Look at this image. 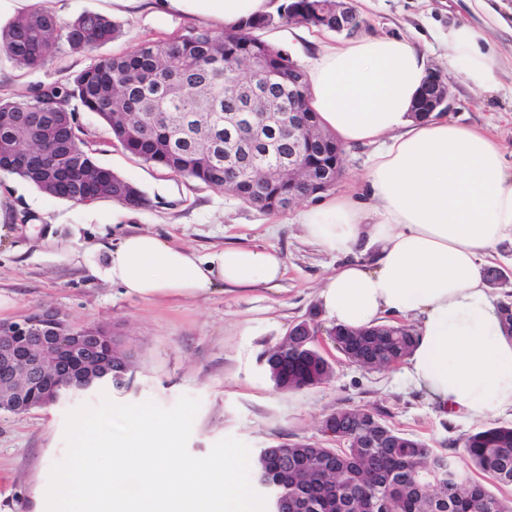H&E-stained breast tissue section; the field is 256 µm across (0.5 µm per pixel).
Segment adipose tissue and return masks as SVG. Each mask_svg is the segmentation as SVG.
Returning a JSON list of instances; mask_svg holds the SVG:
<instances>
[{
	"label": "adipose tissue",
	"instance_id": "ef3b65f1",
	"mask_svg": "<svg viewBox=\"0 0 512 512\" xmlns=\"http://www.w3.org/2000/svg\"><path fill=\"white\" fill-rule=\"evenodd\" d=\"M225 27L268 13L269 0H158ZM485 27L448 32V63L485 90L498 83L489 0H468ZM309 105L345 147L378 144L367 201L329 195L299 210L306 239L343 262L323 283L332 325L363 328L397 316L414 326L409 380L440 411L467 420L512 416V336L485 278L512 242V164L488 133L446 118L418 121L411 105L427 75L425 51L406 38L365 36L323 46L307 70ZM96 274L140 297L198 296L213 286H278V253L226 247L207 256L151 233L124 237Z\"/></svg>",
	"mask_w": 512,
	"mask_h": 512
}]
</instances>
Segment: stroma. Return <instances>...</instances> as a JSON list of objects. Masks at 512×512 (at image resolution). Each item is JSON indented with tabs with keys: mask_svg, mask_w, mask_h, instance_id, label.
I'll use <instances>...</instances> for the list:
<instances>
[{
	"mask_svg": "<svg viewBox=\"0 0 512 512\" xmlns=\"http://www.w3.org/2000/svg\"><path fill=\"white\" fill-rule=\"evenodd\" d=\"M37 6L63 24L99 13L120 23L122 34L88 53L59 45L37 70L19 68L0 54V98H20L34 84L77 74L93 60L144 40L223 29L220 22L166 10L155 0L136 10L114 0H38ZM356 6L369 23L368 34L423 44L428 68L450 78V117L490 133L512 151V0H503L499 9L506 28L491 33L500 53L495 91L473 87L448 64L449 27L462 20L482 24L459 0H357ZM261 35L304 67L321 44L336 39L332 32L285 24ZM80 122L98 164L138 186L150 204L136 210L110 200L76 205L0 174V321H20L52 308L74 324L109 327L135 365L132 387L119 402L150 399L169 408L184 396L200 400L187 445L195 457L206 456L226 437L246 443L254 456L294 442L331 448L335 442L323 434L322 422L332 411L350 407L371 411L464 462V439L480 429V422L440 412L409 382L402 366L368 371L330 346V381L289 395L273 388L259 363L261 352L316 308L322 282L342 261L305 240L293 211L264 213L227 191L139 161L113 143L95 113H81ZM136 232L154 233L200 255L227 244L273 249L286 273L276 288L219 285L196 297H132L93 269L105 265L107 244ZM81 402L74 398L22 414L0 412V512H33L52 464L66 453L65 414Z\"/></svg>",
	"mask_w": 512,
	"mask_h": 512,
	"instance_id": "35a3bbf8",
	"label": "stroma"
}]
</instances>
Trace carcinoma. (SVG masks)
Segmentation results:
<instances>
[{"label":"carcinoma","mask_w":512,"mask_h":512,"mask_svg":"<svg viewBox=\"0 0 512 512\" xmlns=\"http://www.w3.org/2000/svg\"><path fill=\"white\" fill-rule=\"evenodd\" d=\"M267 19L253 17L232 34L209 29L142 41L120 55L100 59L72 77L31 86L20 99H0V173L16 176L46 195L85 204L83 186L97 178L112 186L110 200L128 208L149 205L128 179L99 165L80 122L93 112L129 154L177 175L223 189L267 213L288 209V197L317 195L310 185L259 175L247 178V156L255 165L275 168L293 156L317 168L336 165V138L319 129L315 138L290 129L280 113L288 95L272 84L259 111L245 102L251 89L237 73L288 76V53L272 50L255 35ZM121 25L95 13L62 26L40 9L19 14L0 26V51L23 69L46 65L59 43L73 52H91L118 37ZM66 118L51 126L49 115ZM349 337L345 359L379 357L383 367L405 360L412 329L384 323L361 330L333 326ZM275 389L299 392L329 381L333 366L315 343L287 338L262 353ZM338 448L293 443L264 448L252 470L268 491L271 512H512L500 498L468 477L448 485L445 456L365 411L338 409L324 418ZM469 466L512 486V426L483 427L464 442Z\"/></svg>","instance_id":"obj_1"}]
</instances>
